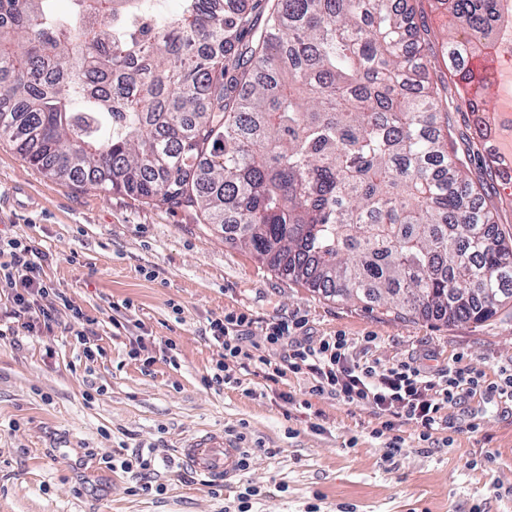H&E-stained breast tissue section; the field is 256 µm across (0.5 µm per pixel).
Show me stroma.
<instances>
[{
	"mask_svg": "<svg viewBox=\"0 0 512 512\" xmlns=\"http://www.w3.org/2000/svg\"><path fill=\"white\" fill-rule=\"evenodd\" d=\"M427 26L426 53L442 65L456 37L434 0H410ZM467 175L512 236V187L489 176L483 158ZM0 230L46 253L43 275L65 288L93 323L103 349L87 361L70 309L52 330L0 338V512H512V400L478 395L445 407L430 438L407 422L391 450L376 437L375 409L311 393L305 375L266 380L260 359L267 323L292 324V342L345 335L358 359L381 368L410 362L443 376L457 367L496 382L512 368V306L490 321L449 325L404 319L322 297L278 275L193 215L135 197L46 176L0 139ZM245 313L246 346L258 358L238 386H207L224 360L211 319ZM145 348L129 356L136 337ZM53 357H46V348ZM215 429L247 448L249 467L219 491L179 458L185 434ZM87 448L85 469L53 456L51 439ZM153 451L159 492H135L123 460Z\"/></svg>",
	"mask_w": 512,
	"mask_h": 512,
	"instance_id": "obj_1",
	"label": "stroma"
}]
</instances>
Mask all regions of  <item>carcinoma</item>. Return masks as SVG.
Masks as SVG:
<instances>
[{
    "label": "carcinoma",
    "instance_id": "cac0c4a2",
    "mask_svg": "<svg viewBox=\"0 0 512 512\" xmlns=\"http://www.w3.org/2000/svg\"><path fill=\"white\" fill-rule=\"evenodd\" d=\"M0 0V136L59 180L195 212L281 276L403 318L512 304V240L464 176L427 30L396 0ZM496 50L501 0H437Z\"/></svg>",
    "mask_w": 512,
    "mask_h": 512
}]
</instances>
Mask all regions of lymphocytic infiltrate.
<instances>
[{"instance_id": "obj_1", "label": "lymphocytic infiltrate", "mask_w": 512, "mask_h": 512, "mask_svg": "<svg viewBox=\"0 0 512 512\" xmlns=\"http://www.w3.org/2000/svg\"><path fill=\"white\" fill-rule=\"evenodd\" d=\"M44 252L21 239L0 235V288L8 293L12 315L27 335L50 329L59 307L69 306L64 289L43 277ZM251 323L247 314H227L210 322L211 338L224 350L225 362L219 371L207 377V384L234 385L238 379L230 363H244L251 354L243 345V335ZM308 375L315 393H330L347 403H361L382 415L381 433L391 434L390 448H399L396 428L413 421L425 431L439 426L445 405L471 395L500 394L512 398V374L502 382L488 383L482 376L461 369H449L448 377L432 379L409 363L378 369L356 360L345 336L321 339L315 346H294L286 364L268 366L266 377L275 380L285 373Z\"/></svg>"}]
</instances>
